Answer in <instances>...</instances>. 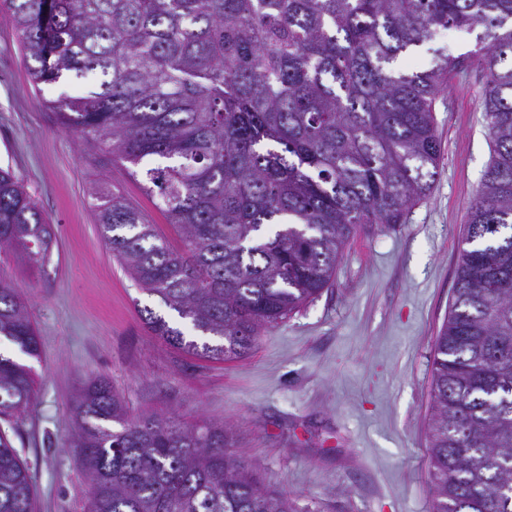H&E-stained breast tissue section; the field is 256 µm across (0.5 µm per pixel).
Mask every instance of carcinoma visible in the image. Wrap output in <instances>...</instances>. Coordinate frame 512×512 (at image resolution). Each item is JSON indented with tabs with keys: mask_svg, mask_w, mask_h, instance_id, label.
Returning a JSON list of instances; mask_svg holds the SVG:
<instances>
[{
	"mask_svg": "<svg viewBox=\"0 0 512 512\" xmlns=\"http://www.w3.org/2000/svg\"><path fill=\"white\" fill-rule=\"evenodd\" d=\"M34 84L101 76L48 103L112 155L179 229L175 248L120 196L96 214L136 284L205 336L152 310L170 346L247 355L329 284L363 224H400L427 196L441 143L434 103L461 61L397 60L445 29H479L492 158L472 200L456 288L433 345L432 512H512V0H0ZM53 225L0 169V250L43 262ZM30 357L27 305L0 278V338ZM31 370L0 353V417L29 411ZM87 512H297L232 455L224 425L127 418L104 376L72 405ZM119 428H114V425ZM30 467L0 430V512H34Z\"/></svg>",
	"mask_w": 512,
	"mask_h": 512,
	"instance_id": "carcinoma-1",
	"label": "carcinoma"
}]
</instances>
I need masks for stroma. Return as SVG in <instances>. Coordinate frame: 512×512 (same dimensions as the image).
Returning a JSON list of instances; mask_svg holds the SVG:
<instances>
[{
	"mask_svg": "<svg viewBox=\"0 0 512 512\" xmlns=\"http://www.w3.org/2000/svg\"><path fill=\"white\" fill-rule=\"evenodd\" d=\"M475 45V33L445 30L397 65L429 68L438 49L466 59ZM98 82L90 73L33 85L20 37L0 13V167L23 180L54 226L44 263L0 253V277L26 300L40 343L31 358L0 340V351L30 366L38 382L36 405L0 422L33 470L36 512H86L71 407L101 375L129 417L224 425L233 453L299 512H432V347L454 300L469 206L492 156L483 72L464 66L438 95V173L404 223L357 229L321 294L227 362L152 335L144 308L174 325L176 313L130 279L99 235L96 211L116 194L182 244L157 199L109 155L86 149L47 106Z\"/></svg>",
	"mask_w": 512,
	"mask_h": 512,
	"instance_id": "35a3bbf8",
	"label": "stroma"
}]
</instances>
